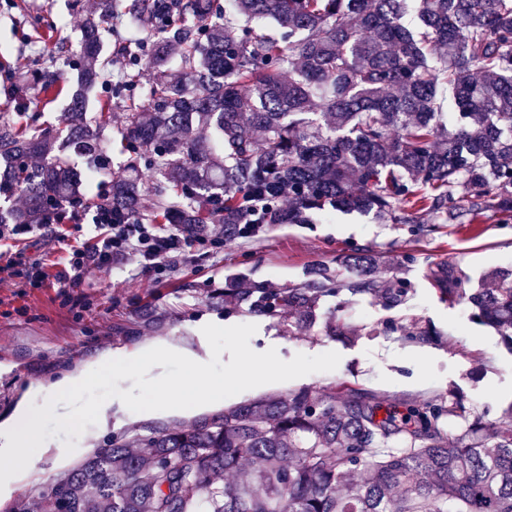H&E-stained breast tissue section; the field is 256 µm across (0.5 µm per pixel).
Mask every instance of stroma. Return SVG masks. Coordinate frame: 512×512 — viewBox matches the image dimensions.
Listing matches in <instances>:
<instances>
[{"mask_svg": "<svg viewBox=\"0 0 512 512\" xmlns=\"http://www.w3.org/2000/svg\"><path fill=\"white\" fill-rule=\"evenodd\" d=\"M56 20L63 23L62 38L79 36L83 16L72 0H0V112L23 110L25 121L43 128L61 125L66 97L43 104L34 91L20 105L7 90L22 59L31 72L55 61L63 83L75 88L73 66L55 58L53 41L43 36ZM354 247L379 256L380 281L399 279L410 291L398 306L361 297L347 314V335H327L320 325L292 333L282 318L224 301L225 288L237 280L248 288L304 286L314 265L334 266L338 254ZM510 265L512 223L438 224L421 231L413 224L338 212L317 215L308 224L267 227L219 249L194 246L158 272L139 271L132 260L95 272L84 287L73 289L82 301L74 309L62 306L59 288L21 296L0 281V421L12 416L32 386L51 384L89 355H126L157 339L193 346L201 336L210 352L205 373L242 375L256 360L272 361L268 381L229 391L228 406L303 387L320 392L342 382L400 403L437 399L457 388L467 408L495 419L512 405V353L493 331L472 322L466 305L442 300L433 274L447 266L475 283L485 272ZM414 321L434 325L438 336L426 344L408 341L400 329ZM118 392L129 401L124 425L103 429L90 417L64 428L48 419L44 437L58 448L97 449L176 423V416L153 408L140 369L130 365L60 403L91 404Z\"/></svg>", "mask_w": 512, "mask_h": 512, "instance_id": "stroma-1", "label": "stroma"}]
</instances>
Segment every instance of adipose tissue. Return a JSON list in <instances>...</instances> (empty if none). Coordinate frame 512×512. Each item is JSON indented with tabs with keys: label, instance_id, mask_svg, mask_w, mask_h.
<instances>
[{
	"label": "adipose tissue",
	"instance_id": "obj_1",
	"mask_svg": "<svg viewBox=\"0 0 512 512\" xmlns=\"http://www.w3.org/2000/svg\"><path fill=\"white\" fill-rule=\"evenodd\" d=\"M187 362L186 373L178 379H155L151 386L162 400L179 397L187 407L223 403L230 384L223 378L203 373L199 369L200 357L189 350H181ZM116 361L111 355L102 354L87 359L76 371L62 376L49 386H36L35 394L52 393L53 398L44 402L41 410H33L28 400H21L13 416L0 422V496L15 491L21 477L35 470L34 449L48 450L49 445L41 433L45 417L55 415V397L76 396L91 386L105 373L111 372Z\"/></svg>",
	"mask_w": 512,
	"mask_h": 512
}]
</instances>
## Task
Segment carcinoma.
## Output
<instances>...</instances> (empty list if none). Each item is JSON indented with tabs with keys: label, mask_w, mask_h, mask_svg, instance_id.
<instances>
[{
	"label": "carcinoma",
	"mask_w": 512,
	"mask_h": 512,
	"mask_svg": "<svg viewBox=\"0 0 512 512\" xmlns=\"http://www.w3.org/2000/svg\"><path fill=\"white\" fill-rule=\"evenodd\" d=\"M124 16L152 55L104 54L102 31ZM55 54L85 60L80 89L62 130L0 113V195L26 200L0 209V224H44L58 200L81 202L73 157L89 175L106 167L115 109L126 160L109 202L127 224H222L232 241L314 212L512 221V0H99L78 42H56ZM115 61L125 80L88 121L89 93ZM38 83L46 100L63 92L51 65ZM445 85L459 114L448 128ZM377 263L350 249L334 274L227 288L224 301L345 336L337 312L378 292ZM436 283L512 352V267L476 288L465 276ZM381 408L346 386L264 395L100 448L10 512H512L511 423L472 414L454 393Z\"/></svg>",
	"instance_id": "obj_1"
}]
</instances>
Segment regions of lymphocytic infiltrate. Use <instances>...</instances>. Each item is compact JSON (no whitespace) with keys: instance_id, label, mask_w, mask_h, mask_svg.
Wrapping results in <instances>:
<instances>
[{"instance_id":"obj_1","label":"lymphocytic infiltrate","mask_w":512,"mask_h":512,"mask_svg":"<svg viewBox=\"0 0 512 512\" xmlns=\"http://www.w3.org/2000/svg\"><path fill=\"white\" fill-rule=\"evenodd\" d=\"M68 219L76 224L92 220L100 230L96 242L74 244L68 235H57L56 240L63 245L65 256L53 276L48 275L42 262L27 258L24 253H0V274L15 279L21 288H42L51 278L56 279L61 288H76L92 271L112 269L133 256L138 257L142 268L159 269L173 254L193 244H208L215 248L224 244V235L220 232L192 239L176 230L160 232L151 224H117L112 219L111 210L104 206L77 207L70 211Z\"/></svg>"}]
</instances>
